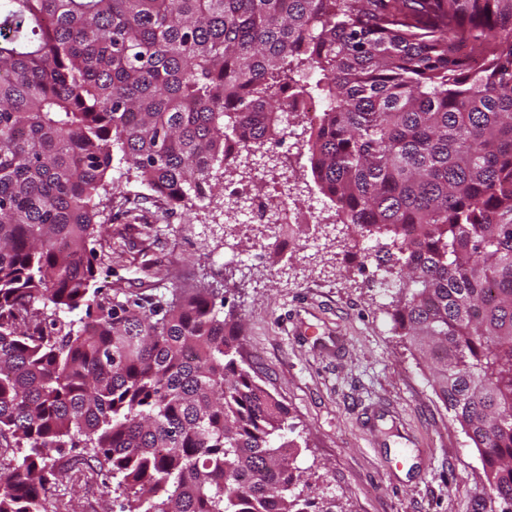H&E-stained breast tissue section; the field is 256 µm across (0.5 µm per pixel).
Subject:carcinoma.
<instances>
[{"mask_svg": "<svg viewBox=\"0 0 512 512\" xmlns=\"http://www.w3.org/2000/svg\"><path fill=\"white\" fill-rule=\"evenodd\" d=\"M300 96L319 191L512 512V0H0V512H46L66 448L124 512H309L220 289L133 298L89 248L114 155L191 208L231 147L283 167Z\"/></svg>", "mask_w": 512, "mask_h": 512, "instance_id": "1", "label": "carcinoma"}]
</instances>
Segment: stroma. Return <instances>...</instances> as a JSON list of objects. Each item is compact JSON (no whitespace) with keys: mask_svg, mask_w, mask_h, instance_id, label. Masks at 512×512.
<instances>
[{"mask_svg":"<svg viewBox=\"0 0 512 512\" xmlns=\"http://www.w3.org/2000/svg\"><path fill=\"white\" fill-rule=\"evenodd\" d=\"M294 136L269 142L298 199L319 196L306 142L318 119L294 113ZM98 206L97 285L155 298L175 286L221 289L238 329L239 359L288 411L294 465L308 497L338 512H501L478 451L401 336L384 275L354 227L316 251L292 227L284 238L224 215L223 198L193 209L114 168ZM315 337L298 335L301 322ZM405 454L403 469L391 468ZM87 466L63 472L47 512H120Z\"/></svg>","mask_w":512,"mask_h":512,"instance_id":"stroma-1","label":"stroma"}]
</instances>
